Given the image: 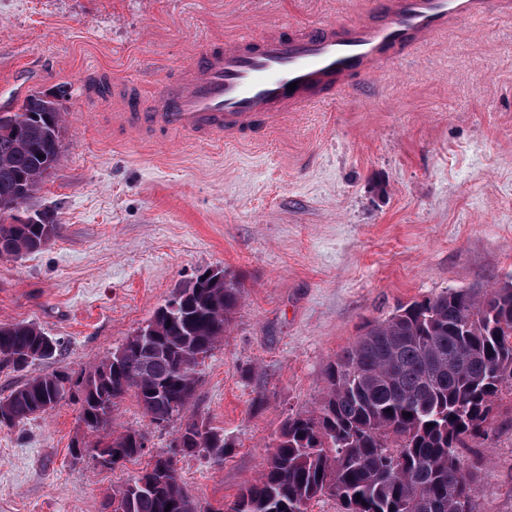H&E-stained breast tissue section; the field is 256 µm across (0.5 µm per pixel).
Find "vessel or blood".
I'll list each match as a JSON object with an SVG mask.
<instances>
[{"instance_id":"obj_1","label":"vessel or blood","mask_w":512,"mask_h":512,"mask_svg":"<svg viewBox=\"0 0 512 512\" xmlns=\"http://www.w3.org/2000/svg\"><path fill=\"white\" fill-rule=\"evenodd\" d=\"M486 0H383L381 15L256 38L240 34L164 83L151 107L129 95L114 113L131 130L182 132L237 141L289 112L336 101L353 78H374L462 20L483 17Z\"/></svg>"}]
</instances>
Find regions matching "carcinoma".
<instances>
[{
	"label": "carcinoma",
	"mask_w": 512,
	"mask_h": 512,
	"mask_svg": "<svg viewBox=\"0 0 512 512\" xmlns=\"http://www.w3.org/2000/svg\"><path fill=\"white\" fill-rule=\"evenodd\" d=\"M62 104L29 95L17 112H0V202H25L55 168L63 131ZM57 227L0 216V255L22 257L48 245ZM243 290L199 274L180 291L176 317L167 305L137 337L96 365L81 381V420L95 440L72 447L106 448L107 464L138 458L146 448L135 429L111 431L112 411L136 398L156 424L181 420L182 455L224 461V434L187 415L197 368L224 339ZM36 324H0V369L23 371L61 350ZM317 411L290 416L254 481L229 503L200 510L177 469L150 461L122 492L112 512H309L329 493L341 512H476V486L460 467L468 442L488 435L503 389L512 391V279L482 290L448 289L399 308L370 325L326 371ZM63 373L33 376L0 398V425L24 424L69 393Z\"/></svg>",
	"instance_id": "carcinoma-1"
}]
</instances>
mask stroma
<instances>
[{"label": "stroma", "instance_id": "35a3bbf8", "mask_svg": "<svg viewBox=\"0 0 512 512\" xmlns=\"http://www.w3.org/2000/svg\"><path fill=\"white\" fill-rule=\"evenodd\" d=\"M336 102L239 143L118 130L115 84L149 96L224 38L310 29L376 13L381 0H0V79L25 95L66 89L63 148L23 205L53 213L51 243L0 256V323L33 322L55 358L0 370V397L36 375L82 377L204 271L243 299L202 361L189 412L223 432V463L177 456L200 504L258 477L289 415L317 410L326 369L365 327L450 288L512 276V14L497 0ZM143 457L73 458L88 439L77 396L0 426V512H102L169 451L133 396L112 429ZM480 512H512V393L487 437L461 449Z\"/></svg>", "mask_w": 512, "mask_h": 512}]
</instances>
